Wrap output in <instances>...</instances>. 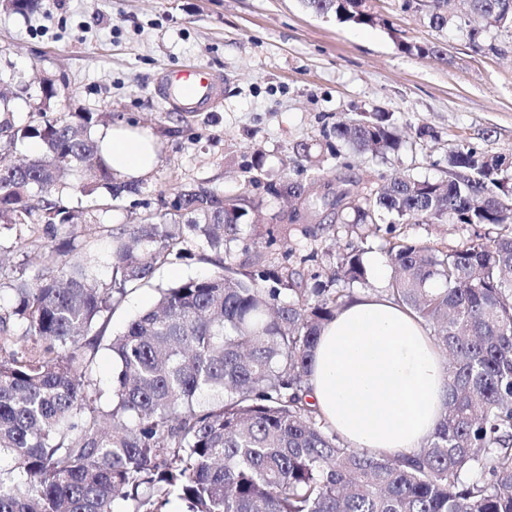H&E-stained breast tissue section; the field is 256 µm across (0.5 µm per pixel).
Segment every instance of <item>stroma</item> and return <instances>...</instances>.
<instances>
[{
  "label": "stroma",
  "instance_id": "35a3bbf8",
  "mask_svg": "<svg viewBox=\"0 0 512 512\" xmlns=\"http://www.w3.org/2000/svg\"><path fill=\"white\" fill-rule=\"evenodd\" d=\"M401 0H370L373 24L342 23L306 11L300 0H44L22 16L0 9V83L11 85L16 124H27L40 83L53 85L54 112H98L147 129L159 146L154 170L138 193L111 208L92 209L102 232L73 226L77 241L108 247L109 229L155 215L170 224L173 191L199 186L255 203L235 266L255 270L274 257L301 267L309 287L328 286L339 253L364 247L365 281L355 294L381 289L390 243L458 248L475 235L496 237L493 225L354 224L324 221L307 236L299 224L278 233L290 209L272 186L342 173L374 194L410 174L448 181V150L457 145L505 157L512 178V29H488L481 47L449 26L430 28L426 0L402 11ZM436 47L428 56L403 43ZM197 64L222 77L215 111L183 112L155 90L160 73ZM362 112H388L402 141L375 156L337 148L334 126ZM276 238H269V230ZM7 254L0 262V304L10 288L41 266L51 244ZM185 257L157 266L150 283L131 290L112 315L109 333L123 331L156 301L160 289L211 274L216 257L194 242Z\"/></svg>",
  "mask_w": 512,
  "mask_h": 512
}]
</instances>
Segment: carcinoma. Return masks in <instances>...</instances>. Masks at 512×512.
Returning <instances> with one entry per match:
<instances>
[{
  "label": "carcinoma",
  "instance_id": "cac0c4a2",
  "mask_svg": "<svg viewBox=\"0 0 512 512\" xmlns=\"http://www.w3.org/2000/svg\"><path fill=\"white\" fill-rule=\"evenodd\" d=\"M318 15L372 24L368 0H301ZM432 0L429 24H450L479 45L491 27L512 29V0ZM42 0H3L26 15ZM52 85L40 86L39 119L23 126L3 113L11 143L39 142V154L11 163L0 153V224L57 232L73 225L65 191L117 199L139 189L114 181L90 130L92 112L49 115ZM336 139L383 155L400 144L385 112L335 126ZM504 159L471 147L448 150V182L411 175L361 197L357 183L313 178L271 193L293 195L288 223L321 210L354 223L382 214L399 224L493 225L456 249L395 242L386 292L448 354V402L427 444L374 456L353 448L307 400L321 330L365 280L363 250L341 254L331 281L307 288L299 271L275 264L243 273L228 261L254 209L180 187L171 207L110 232L106 254H80L64 240L43 267L0 306V512H165L171 496L189 512H512V183ZM85 170L89 179L68 185ZM217 256L212 274L161 291L107 349L112 409L92 371L103 331L128 289L190 241ZM214 396L206 406L198 395Z\"/></svg>",
  "mask_w": 512,
  "mask_h": 512
}]
</instances>
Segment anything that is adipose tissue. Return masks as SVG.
I'll return each instance as SVG.
<instances>
[{
  "mask_svg": "<svg viewBox=\"0 0 512 512\" xmlns=\"http://www.w3.org/2000/svg\"><path fill=\"white\" fill-rule=\"evenodd\" d=\"M93 138L105 162L129 180L145 178L158 144L118 123ZM447 367L426 331L386 293L358 298L322 331L310 397L349 445L391 455L422 448L448 399Z\"/></svg>",
  "mask_w": 512,
  "mask_h": 512,
  "instance_id": "obj_1",
  "label": "adipose tissue"
}]
</instances>
